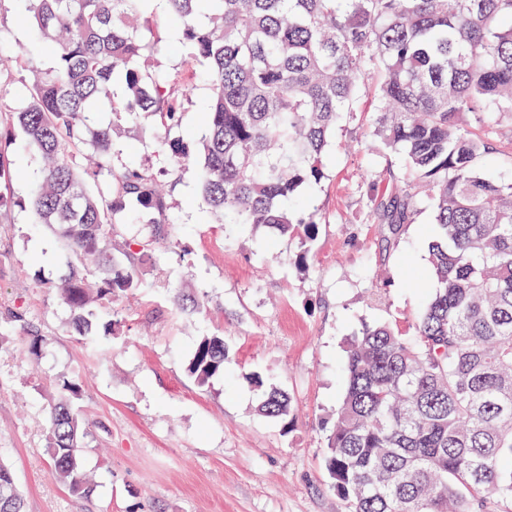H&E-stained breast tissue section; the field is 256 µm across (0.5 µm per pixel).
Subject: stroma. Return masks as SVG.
<instances>
[{
	"mask_svg": "<svg viewBox=\"0 0 512 512\" xmlns=\"http://www.w3.org/2000/svg\"><path fill=\"white\" fill-rule=\"evenodd\" d=\"M154 24L163 40L153 77L179 72L193 85L179 113L193 146L205 135L207 68L165 11ZM0 51L18 60L0 93L8 111L17 90L54 65L36 31L17 22L13 0H0ZM358 108L356 122L336 129L326 178L304 191L321 216L308 246L264 227L209 223L193 164L180 171L164 215L169 244H149V225L116 224L112 242L133 255L143 286L99 305L94 342L73 332L55 291L68 272L58 235L22 208L0 212V461L13 470L25 512H347L325 468L346 341L366 324L409 329L431 292L434 233L429 210L420 209L380 261L366 211L387 149L368 133L370 100ZM158 133L147 116L116 127L121 162L149 163ZM0 148L16 169L10 196L26 197L37 162L21 141ZM179 295L203 299L204 311L181 313ZM24 322L43 338L36 352L23 343ZM205 336L223 337L229 357L223 375L200 386L188 365ZM258 379L289 394L293 422L259 412ZM65 380L81 386L80 465L97 484L88 498L50 474L45 408Z\"/></svg>",
	"mask_w": 512,
	"mask_h": 512,
	"instance_id": "1",
	"label": "stroma"
}]
</instances>
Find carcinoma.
I'll return each mask as SVG.
<instances>
[{
    "mask_svg": "<svg viewBox=\"0 0 512 512\" xmlns=\"http://www.w3.org/2000/svg\"><path fill=\"white\" fill-rule=\"evenodd\" d=\"M17 2L55 66L0 120V139L22 136L41 164L29 196L0 193V211L25 208L64 242L70 272L59 297L80 336L95 334L94 303L142 287L110 247L117 217L138 210L161 223L192 161L212 220L306 246L319 217L301 189L325 178L336 126L356 118L361 98L375 100L372 133L388 157L368 221L385 258L426 195L433 288L411 334L382 322L348 341L327 445L331 486L348 512H512V177L480 167L487 118L512 125V0H164L211 76L193 153L178 119L190 82L177 75L162 86L146 70L159 40L145 0ZM103 102L114 118L155 120L157 167L110 163L113 128L91 123ZM227 358L223 339L203 337L190 374L204 386ZM256 387L259 411L288 419V394ZM63 390L46 412L51 473L88 497L86 428L71 404L79 385ZM0 512H23L3 464Z\"/></svg>",
    "mask_w": 512,
    "mask_h": 512,
    "instance_id": "obj_1",
    "label": "carcinoma"
}]
</instances>
